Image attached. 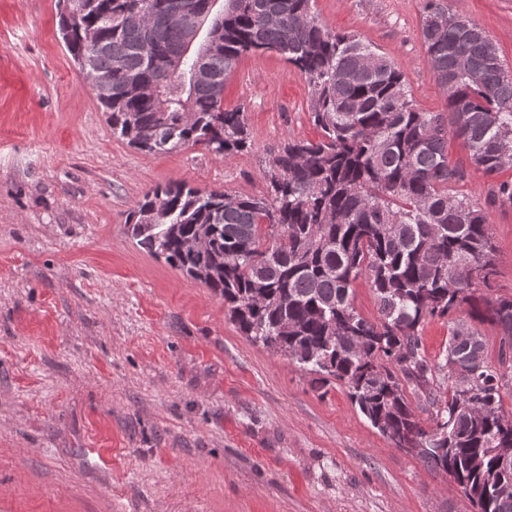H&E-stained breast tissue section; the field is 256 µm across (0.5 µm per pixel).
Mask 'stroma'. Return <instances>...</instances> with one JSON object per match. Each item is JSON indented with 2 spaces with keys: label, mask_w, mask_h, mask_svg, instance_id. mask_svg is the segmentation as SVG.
<instances>
[{
  "label": "stroma",
  "mask_w": 512,
  "mask_h": 512,
  "mask_svg": "<svg viewBox=\"0 0 512 512\" xmlns=\"http://www.w3.org/2000/svg\"><path fill=\"white\" fill-rule=\"evenodd\" d=\"M512 67V0H444ZM427 0H314L329 30L372 44L420 109L446 94L427 63ZM310 88L274 53L239 59L224 84L251 151L147 154L113 136L59 32L58 0H0V512H474L447 475L394 447L347 387L319 390L289 359L236 329L224 302L126 233L145 190L184 182L259 196L271 151L320 136ZM459 193L491 221L498 275L452 316L425 321L441 371L454 324L508 352L488 304L512 296V203L471 165Z\"/></svg>",
  "instance_id": "stroma-1"
}]
</instances>
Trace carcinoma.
Returning a JSON list of instances; mask_svg holds the SVG:
<instances>
[{"label": "carcinoma", "instance_id": "1", "mask_svg": "<svg viewBox=\"0 0 512 512\" xmlns=\"http://www.w3.org/2000/svg\"><path fill=\"white\" fill-rule=\"evenodd\" d=\"M181 12L172 17L171 5ZM313 0H225L222 30L203 44L206 77L195 76L188 37L209 0H65L60 30L87 76L111 77L96 93L112 135L147 153L185 145L231 158L253 140L243 112L224 109V80L246 55L275 53L311 88L315 141L287 139L263 170L266 194L203 192L186 183L147 190L126 220L149 253L224 300L237 330L316 375L341 381L371 425L392 444L448 474L476 512H512V416L501 406L505 372L486 362L476 329L448 339L451 395L439 407L419 331L453 314L476 287H491L497 259L484 209L451 193L464 169L448 165V140L493 176L512 166V73L474 23H456L428 0L421 35L446 90L443 112L415 105L402 73L353 35L331 32ZM368 279L378 317L349 300ZM488 319L512 347V297ZM435 407L417 421L405 392Z\"/></svg>", "mask_w": 512, "mask_h": 512}]
</instances>
